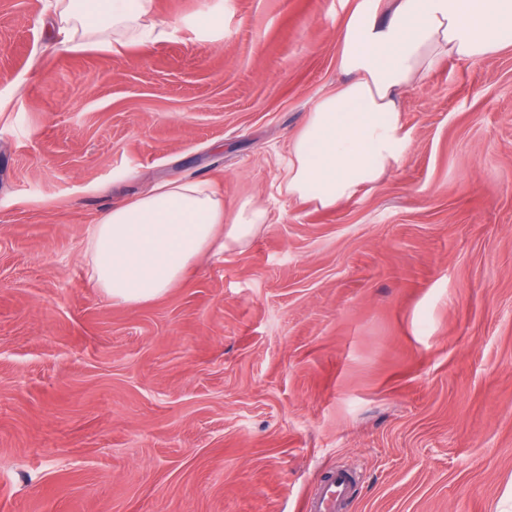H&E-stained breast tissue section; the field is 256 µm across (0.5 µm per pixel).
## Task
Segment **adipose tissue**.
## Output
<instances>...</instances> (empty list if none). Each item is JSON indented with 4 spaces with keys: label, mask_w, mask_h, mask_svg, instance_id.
Masks as SVG:
<instances>
[{
    "label": "adipose tissue",
    "mask_w": 512,
    "mask_h": 512,
    "mask_svg": "<svg viewBox=\"0 0 512 512\" xmlns=\"http://www.w3.org/2000/svg\"><path fill=\"white\" fill-rule=\"evenodd\" d=\"M153 0H56L54 34L118 43L149 36ZM100 22H92V15ZM348 77L322 98L290 147L288 196L333 209L380 186L408 134L401 97L448 60L474 62L512 48V0H360L339 32ZM269 221L263 202L224 214L208 181H166L115 205L86 241L88 284L121 304L156 300L182 284L203 255L244 248Z\"/></svg>",
    "instance_id": "ef3b65f1"
}]
</instances>
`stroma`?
<instances>
[{
	"label": "stroma",
	"instance_id": "obj_1",
	"mask_svg": "<svg viewBox=\"0 0 512 512\" xmlns=\"http://www.w3.org/2000/svg\"><path fill=\"white\" fill-rule=\"evenodd\" d=\"M358 0H154L166 36L62 48L0 0V512H512V50L402 99L408 147L336 209L289 146ZM270 220L143 304L88 230L163 180ZM354 474L337 469L324 476L315 496L307 502L308 512H339L341 505L350 497Z\"/></svg>",
	"mask_w": 512,
	"mask_h": 512
}]
</instances>
